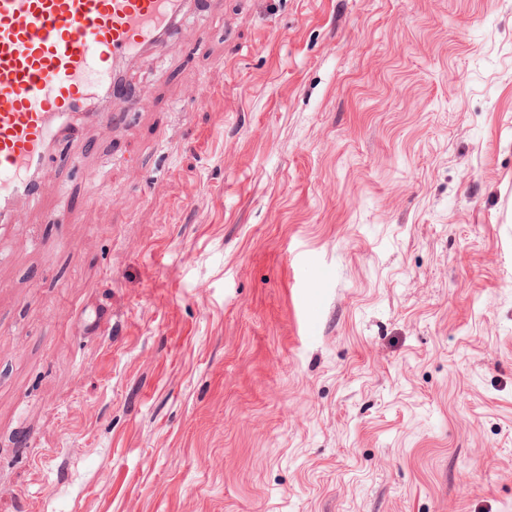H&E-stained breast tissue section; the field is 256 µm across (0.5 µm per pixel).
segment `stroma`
I'll return each instance as SVG.
<instances>
[{"instance_id": "obj_1", "label": "stroma", "mask_w": 512, "mask_h": 512, "mask_svg": "<svg viewBox=\"0 0 512 512\" xmlns=\"http://www.w3.org/2000/svg\"><path fill=\"white\" fill-rule=\"evenodd\" d=\"M210 2L0 226V512H512V0Z\"/></svg>"}]
</instances>
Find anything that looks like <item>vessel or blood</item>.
I'll return each mask as SVG.
<instances>
[{
  "label": "vessel or blood",
  "instance_id": "b4317fda",
  "mask_svg": "<svg viewBox=\"0 0 512 512\" xmlns=\"http://www.w3.org/2000/svg\"><path fill=\"white\" fill-rule=\"evenodd\" d=\"M194 0H0V224L40 196L69 119L112 109L122 62L163 48Z\"/></svg>",
  "mask_w": 512,
  "mask_h": 512
}]
</instances>
